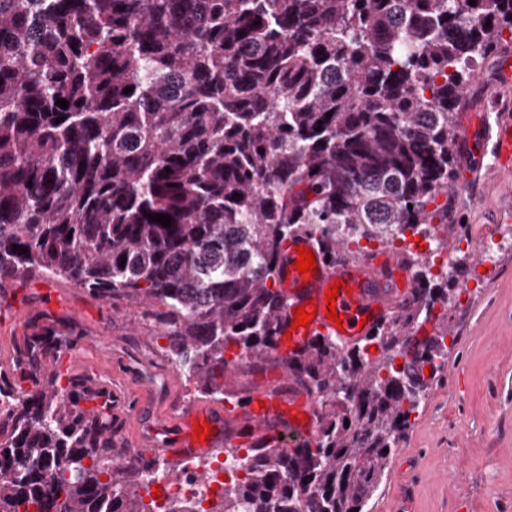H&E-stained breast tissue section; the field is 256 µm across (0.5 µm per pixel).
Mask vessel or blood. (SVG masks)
<instances>
[{
  "instance_id": "b4317fda",
  "label": "vessel or blood",
  "mask_w": 512,
  "mask_h": 512,
  "mask_svg": "<svg viewBox=\"0 0 512 512\" xmlns=\"http://www.w3.org/2000/svg\"><path fill=\"white\" fill-rule=\"evenodd\" d=\"M491 123L496 126L492 143L496 179L489 189L498 200L512 207V105L503 104L493 121L482 113L463 114L460 141L466 145L474 143ZM300 245L311 249L315 243L310 235L299 233L281 245L276 280L285 310L278 320L276 340L264 358L268 365L303 357L319 336H333L346 345L359 342L391 317L410 293L413 274L399 259L384 254L361 263H329L320 258L315 275L309 277L294 267L296 248ZM336 281L345 282L347 288L336 298L340 319L335 322L325 315L324 295L329 284ZM308 301L317 306L315 318L309 327L293 328L295 308ZM63 359L91 376L112 370L111 357L89 355L81 348L65 349ZM112 413L123 421L117 430L123 447H150L163 460L200 457L224 446L292 449L314 440L318 422L312 394L295 384L289 385L284 394L254 387L246 394L242 406L231 413L221 404L203 400L177 406L166 414L138 368L122 386L113 388ZM205 421L212 425L213 432L209 439L200 441L195 439L193 427Z\"/></svg>"
}]
</instances>
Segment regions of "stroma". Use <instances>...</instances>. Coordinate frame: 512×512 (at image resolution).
Segmentation results:
<instances>
[{
	"instance_id": "35a3bbf8",
	"label": "stroma",
	"mask_w": 512,
	"mask_h": 512,
	"mask_svg": "<svg viewBox=\"0 0 512 512\" xmlns=\"http://www.w3.org/2000/svg\"><path fill=\"white\" fill-rule=\"evenodd\" d=\"M488 285L449 317L457 343L437 374L371 512H512V221L494 225ZM33 279L10 289L0 305V340L35 354V327L60 324L66 336L100 334L103 352L146 356L154 382L170 380L179 399L187 384L135 309L115 307L84 289L54 281L73 312L43 308ZM28 308L29 325L11 320Z\"/></svg>"
}]
</instances>
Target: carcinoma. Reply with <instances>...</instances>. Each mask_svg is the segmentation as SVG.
Here are the masks:
<instances>
[{
    "mask_svg": "<svg viewBox=\"0 0 512 512\" xmlns=\"http://www.w3.org/2000/svg\"><path fill=\"white\" fill-rule=\"evenodd\" d=\"M507 32L512 0H0V294L42 277L137 307L185 381L224 396V370L274 343L288 236L333 263L448 216L427 206L456 176L457 111ZM406 264L394 316L284 362L324 395L315 439L250 450L208 512H369L424 369L456 343L461 289ZM59 379L0 370V394L22 398L0 432V512H152L156 460L112 455L107 414Z\"/></svg>",
    "mask_w": 512,
    "mask_h": 512,
    "instance_id": "obj_1",
    "label": "carcinoma"
}]
</instances>
